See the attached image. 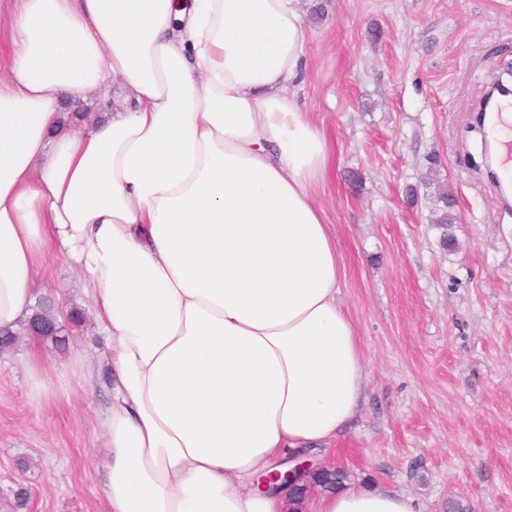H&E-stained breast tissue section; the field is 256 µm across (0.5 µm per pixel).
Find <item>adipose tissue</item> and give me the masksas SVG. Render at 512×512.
<instances>
[{
  "mask_svg": "<svg viewBox=\"0 0 512 512\" xmlns=\"http://www.w3.org/2000/svg\"><path fill=\"white\" fill-rule=\"evenodd\" d=\"M308 38L298 0H0V330L39 271L80 274L108 348V512H416L253 489L364 399L314 197L330 151L297 101Z\"/></svg>",
  "mask_w": 512,
  "mask_h": 512,
  "instance_id": "1",
  "label": "adipose tissue"
}]
</instances>
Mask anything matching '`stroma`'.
<instances>
[{"label":"stroma","instance_id":"stroma-1","mask_svg":"<svg viewBox=\"0 0 512 512\" xmlns=\"http://www.w3.org/2000/svg\"><path fill=\"white\" fill-rule=\"evenodd\" d=\"M299 9L309 40L298 102L333 151L317 199L345 263L340 298L367 370L359 414L311 458L345 467L349 483L405 494L419 512H448L452 500L512 512V210L471 129L490 85L512 69V0H299ZM438 183L456 202L451 250L430 222ZM32 288L83 320L66 325L65 347L23 335L0 354V512H105V391L73 379L37 405L27 382L36 366L98 367L106 341L64 263Z\"/></svg>","mask_w":512,"mask_h":512}]
</instances>
